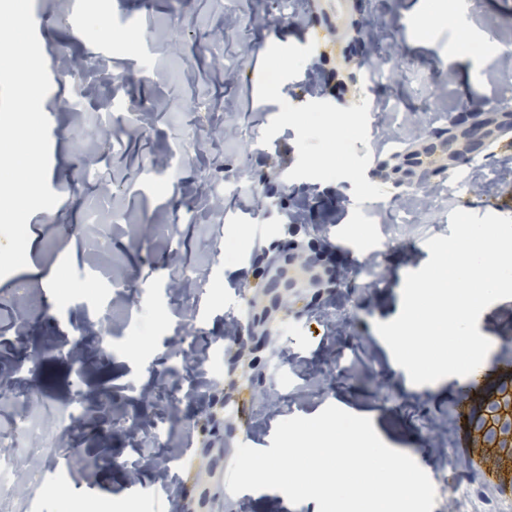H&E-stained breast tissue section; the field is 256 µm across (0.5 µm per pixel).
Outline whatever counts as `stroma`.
<instances>
[{
  "label": "stroma",
  "mask_w": 512,
  "mask_h": 512,
  "mask_svg": "<svg viewBox=\"0 0 512 512\" xmlns=\"http://www.w3.org/2000/svg\"><path fill=\"white\" fill-rule=\"evenodd\" d=\"M55 74L43 102L53 120L47 180L58 195L27 222V264L0 277V505L8 512H165L169 489L196 497L212 470L204 448L222 436L223 466L238 444L270 447L277 425L334 405L371 420L388 446L432 480V512H485L494 491L459 449L460 401L478 405L465 378L414 384L376 325L402 307L408 273L450 235V215L512 216V148L457 166L466 192L400 220L408 182L392 154L437 133L472 105L512 108V0H301L291 14L266 0H33ZM464 19L458 30L456 19ZM315 38L283 101L347 108L368 103L369 182L384 197L356 203L350 180H290L292 127L261 136L281 111L257 97L273 44ZM333 75L309 89L315 68ZM317 194L318 229L290 226L293 191ZM104 221L84 226L85 208ZM381 240L354 260L337 231L354 209ZM312 247L336 271L332 287L272 304L259 269L292 246ZM111 270L96 296L75 293L92 268ZM269 323L248 336L237 367L230 318ZM112 331L102 351L101 327ZM487 361H512V299L486 308ZM218 389L223 409L197 393ZM27 405L32 434L13 428ZM57 465L27 482L30 449ZM223 512H318L276 490L223 492Z\"/></svg>",
  "instance_id": "stroma-1"
}]
</instances>
